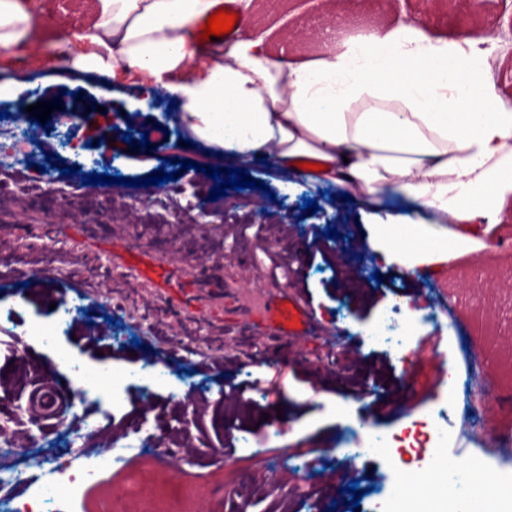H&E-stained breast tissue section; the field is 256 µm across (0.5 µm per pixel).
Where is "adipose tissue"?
<instances>
[{
  "label": "adipose tissue",
  "mask_w": 512,
  "mask_h": 512,
  "mask_svg": "<svg viewBox=\"0 0 512 512\" xmlns=\"http://www.w3.org/2000/svg\"><path fill=\"white\" fill-rule=\"evenodd\" d=\"M214 2L97 0L59 59L175 97L192 138L237 166L272 156L282 185L315 160L318 181L366 201L367 246L383 265L412 274L440 241L457 248L479 230L493 239L512 199V102L473 52L412 18L302 62L239 36L199 66L193 27ZM37 26L25 0H0V49L23 47ZM396 195L428 219L391 212Z\"/></svg>",
  "instance_id": "ef3b65f1"
}]
</instances>
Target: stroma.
Returning <instances> with one entry per match:
<instances>
[{
	"label": "stroma",
	"instance_id": "stroma-1",
	"mask_svg": "<svg viewBox=\"0 0 512 512\" xmlns=\"http://www.w3.org/2000/svg\"><path fill=\"white\" fill-rule=\"evenodd\" d=\"M67 3L46 20L47 38L70 35L89 22L93 0ZM246 15L253 37L296 60L342 52L357 43V31L390 27L413 16L430 35L452 44L488 33L494 38L492 79L500 94L512 100V6L503 0H489L477 17L461 2L450 8L444 0H398L385 11L378 0L338 5L333 0H278L274 5L251 0ZM1 83L13 87L5 104L17 113L42 97L53 102L47 125H70L77 147L96 145L93 173L147 177L167 158L187 159L194 166L177 170L166 192L148 200L143 188L133 186L116 194L105 185L61 182L46 192L36 177L0 171V437L25 449L39 439V452L46 455L58 448L63 427L90 417L102 427L95 447L107 448L126 422L141 417L144 432L168 438V461L185 472L186 498L195 512H376L377 503L390 495L398 464L382 449H361L351 463L341 451L367 429L389 439L428 417H445L446 408L431 391L435 362L418 363L415 353L435 331L450 336L454 330L422 322L431 305L422 286L414 277L380 269L362 249L365 203H343L341 221L324 209L303 215L304 199L329 201L330 189L311 188L305 179L282 188L270 180L271 164L256 158L245 171L269 188L240 190L237 198L257 201L272 212L290 208V217L264 221L247 206L230 217L223 200L210 198L217 182L206 170L215 166L214 157L207 155L205 144H188L168 101L144 99L137 87L71 70L55 59L34 81L17 65L0 66ZM34 83L40 88L36 95L30 91ZM126 111L132 121L128 127L115 121ZM161 127L170 132V140L158 138ZM107 128L115 143L104 149L99 141ZM127 133L137 148L124 141ZM238 218L265 223L269 248L292 261L290 280L271 279L252 245L233 241ZM34 224L61 241L83 224L95 226L98 235L71 253L34 245L28 237ZM313 226L323 233L331 265L310 256ZM332 227L337 236L326 237ZM155 236L169 242L165 256L170 262L183 263L185 247H194L197 262L222 268L225 278L241 282L247 291L304 289L318 331L275 348L265 334L251 331L248 308L224 305L221 319L214 322L205 294L186 297L173 289L115 282L128 241ZM495 239L496 247L484 256L472 249L450 250L436 268L443 288L458 294L455 312L473 338L474 357L494 377L498 419L506 423L512 421V398L504 395L512 384V290L504 285L512 283V216L497 228ZM59 304L75 307L77 314L58 332L56 347L79 367L108 364L124 375L118 402L73 388L57 358L28 344V326L53 324ZM395 309L409 316L405 351L374 334L381 317ZM16 349L23 351V359L13 357ZM377 356L391 368L390 381L377 388L378 402L387 408L382 416L352 397L353 385ZM144 368L158 378L147 390L130 379ZM47 372L80 405L64 412L60 426L44 432L25 404L31 384ZM407 375L419 379L424 395L409 394L402 382ZM280 414L288 418V429L275 426ZM313 448L326 460L310 472L305 465ZM229 470L246 476L231 495L224 483ZM354 480L364 491L355 509L345 491Z\"/></svg>",
	"mask_w": 512,
	"mask_h": 512
}]
</instances>
